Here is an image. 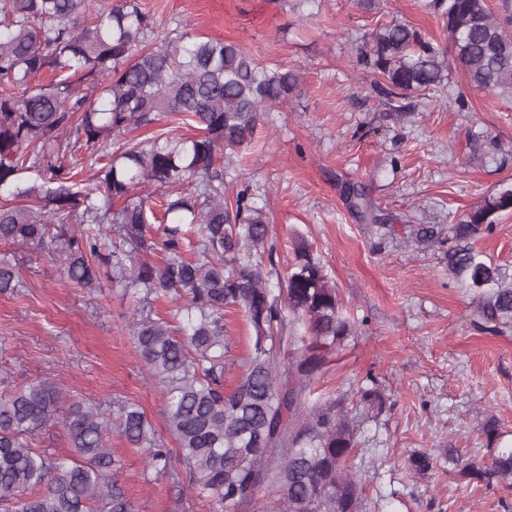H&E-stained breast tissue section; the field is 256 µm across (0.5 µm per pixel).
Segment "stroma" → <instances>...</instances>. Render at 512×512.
Here are the masks:
<instances>
[{
	"label": "stroma",
	"mask_w": 512,
	"mask_h": 512,
	"mask_svg": "<svg viewBox=\"0 0 512 512\" xmlns=\"http://www.w3.org/2000/svg\"><path fill=\"white\" fill-rule=\"evenodd\" d=\"M426 2L380 0L367 12L354 0H141L159 38L187 31L232 41L262 65L301 73L297 93L265 113L258 140L233 154L224 195L235 198L247 185L264 206L276 245L271 282L286 277L297 247L307 245L355 324L314 390L352 409L370 374L384 395V410L365 425L366 512H512V478L460 475L468 463L489 467L497 452L483 431L488 418L512 432V329L477 328V293L449 272L446 244L450 224L512 180V95L471 86L454 64L447 88L403 100L409 115L399 121L358 54L381 23H406L444 42ZM455 93L463 105L450 102ZM348 182L380 223L349 210ZM423 224L437 239L416 241ZM474 248L511 282L512 214ZM22 255L25 288L0 295V393L49 378L72 401L137 403L169 448V464L151 466L112 435L121 461L113 492L129 512H214L192 489L167 432L163 389L128 330L132 303L117 288L66 284L47 252ZM224 324L229 392L252 331L235 308ZM416 452L433 457L427 474L409 469Z\"/></svg>",
	"instance_id": "35a3bbf8"
}]
</instances>
